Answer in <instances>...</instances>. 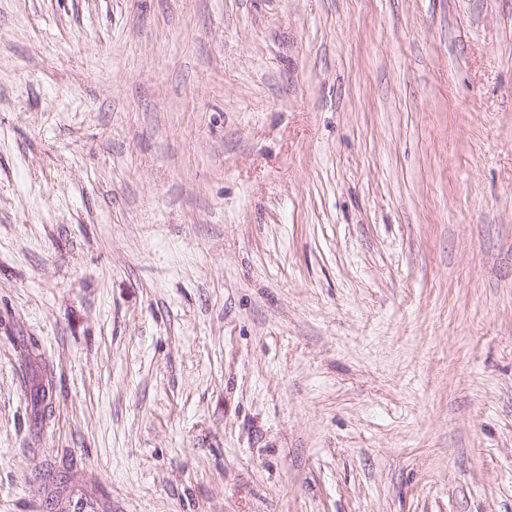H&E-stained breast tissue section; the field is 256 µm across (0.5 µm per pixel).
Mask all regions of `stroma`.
<instances>
[{
  "instance_id": "35a3bbf8",
  "label": "stroma",
  "mask_w": 512,
  "mask_h": 512,
  "mask_svg": "<svg viewBox=\"0 0 512 512\" xmlns=\"http://www.w3.org/2000/svg\"><path fill=\"white\" fill-rule=\"evenodd\" d=\"M0 512H512V0H0Z\"/></svg>"
}]
</instances>
